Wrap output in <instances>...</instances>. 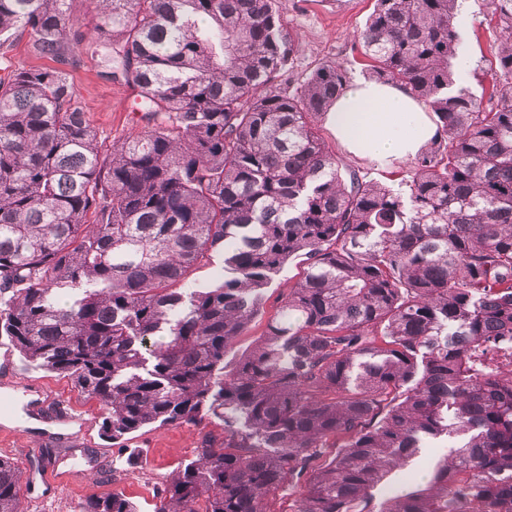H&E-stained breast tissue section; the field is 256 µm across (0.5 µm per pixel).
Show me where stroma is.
<instances>
[{"label": "stroma", "instance_id": "1", "mask_svg": "<svg viewBox=\"0 0 512 512\" xmlns=\"http://www.w3.org/2000/svg\"><path fill=\"white\" fill-rule=\"evenodd\" d=\"M373 4L374 0H278L295 35V55L286 76L289 88H296L318 66L330 62L347 66L351 77L363 75L365 61L356 34L363 28ZM456 21L461 50L469 58L463 83L479 95L492 86V65L500 36L498 22L487 10L485 0H459ZM75 58V65L69 69L70 79L89 123L104 145L143 130L146 123L135 110L136 94L131 87L120 79H102L96 58L84 48H76ZM302 266V258H293L274 276L263 292L259 314L225 356V367H233L254 347ZM2 374L31 379L56 391L91 427V443L76 439L77 427L71 424L54 433L36 458L29 452L33 439L18 433L8 439L9 459L22 477L21 512H80L88 495L117 492L135 502L139 512H154L165 487L194 457L203 440L224 439L223 424L208 416L193 423L152 426L127 440H110L102 433L105 412L96 401L88 399L65 375L24 369L16 350L0 337ZM454 453L447 441L425 449L413 465L390 472L373 488L374 503L387 500L396 491L415 488L423 474ZM48 463L56 466L61 485L54 487L44 480L42 470Z\"/></svg>", "mask_w": 512, "mask_h": 512}]
</instances>
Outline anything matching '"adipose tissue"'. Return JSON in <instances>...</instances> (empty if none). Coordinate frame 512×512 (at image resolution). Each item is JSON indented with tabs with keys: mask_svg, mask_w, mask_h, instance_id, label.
I'll use <instances>...</instances> for the list:
<instances>
[{
	"mask_svg": "<svg viewBox=\"0 0 512 512\" xmlns=\"http://www.w3.org/2000/svg\"><path fill=\"white\" fill-rule=\"evenodd\" d=\"M337 142L378 165L418 154L435 134L425 104L408 90L370 78L355 80L326 114Z\"/></svg>",
	"mask_w": 512,
	"mask_h": 512,
	"instance_id": "adipose-tissue-1",
	"label": "adipose tissue"
}]
</instances>
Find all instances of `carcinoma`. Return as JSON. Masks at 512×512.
Instances as JSON below:
<instances>
[{"label": "carcinoma", "instance_id": "carcinoma-1", "mask_svg": "<svg viewBox=\"0 0 512 512\" xmlns=\"http://www.w3.org/2000/svg\"><path fill=\"white\" fill-rule=\"evenodd\" d=\"M457 0H375L369 77L408 89L437 134L388 186L344 166L317 122L341 63L282 87L295 36L277 0H91L87 50L139 89L147 129L103 148L63 66L70 0H0V48L29 36L51 68L0 77V336L71 378L104 433L210 413L156 512H512V0L488 101L457 84ZM224 254V280L186 288ZM302 275L224 371L289 259ZM460 440L420 488L371 490L421 448ZM21 486L0 458V512ZM81 512H138L121 493Z\"/></svg>", "mask_w": 512, "mask_h": 512}]
</instances>
